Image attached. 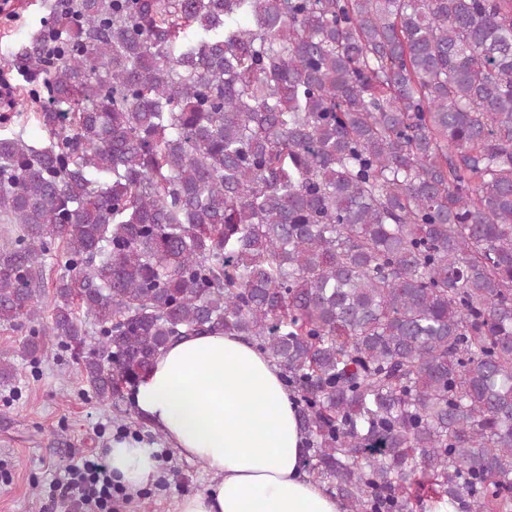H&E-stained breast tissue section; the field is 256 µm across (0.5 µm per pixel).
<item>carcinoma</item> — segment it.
Instances as JSON below:
<instances>
[{
	"instance_id": "carcinoma-1",
	"label": "carcinoma",
	"mask_w": 512,
	"mask_h": 512,
	"mask_svg": "<svg viewBox=\"0 0 512 512\" xmlns=\"http://www.w3.org/2000/svg\"><path fill=\"white\" fill-rule=\"evenodd\" d=\"M49 15L10 54L42 136L0 114L19 352L57 338L107 401L174 339L243 336L346 512H512V0ZM47 280L45 291L41 297V315L40 326L47 327L51 323L52 307H53V281L61 272L56 265L55 259H47Z\"/></svg>"
}]
</instances>
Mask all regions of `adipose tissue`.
<instances>
[{
  "instance_id": "obj_1",
  "label": "adipose tissue",
  "mask_w": 512,
  "mask_h": 512,
  "mask_svg": "<svg viewBox=\"0 0 512 512\" xmlns=\"http://www.w3.org/2000/svg\"><path fill=\"white\" fill-rule=\"evenodd\" d=\"M130 398L163 442L112 441L107 464L129 492L158 477L164 445L212 477L204 491L183 496L176 512H343L305 473L294 397L250 341L213 333L172 342Z\"/></svg>"
}]
</instances>
